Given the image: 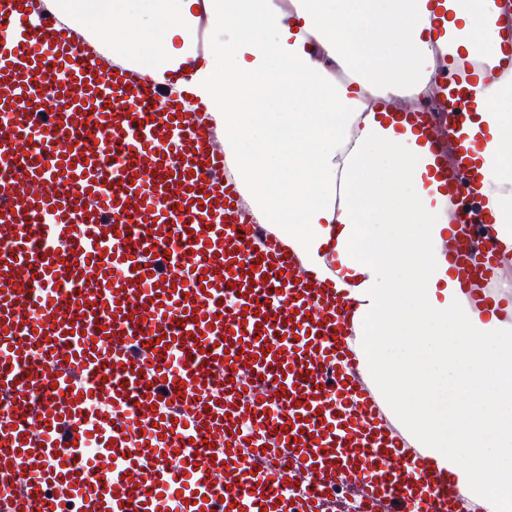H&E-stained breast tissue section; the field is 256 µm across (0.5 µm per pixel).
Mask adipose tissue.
<instances>
[{
  "instance_id": "adipose-tissue-1",
  "label": "adipose tissue",
  "mask_w": 512,
  "mask_h": 512,
  "mask_svg": "<svg viewBox=\"0 0 512 512\" xmlns=\"http://www.w3.org/2000/svg\"><path fill=\"white\" fill-rule=\"evenodd\" d=\"M191 4L192 0H52L61 20L75 22L78 33L92 29L112 42V64H124L127 54L134 52L155 68L172 58L173 36L188 37L185 16ZM448 9V31L462 48L500 46L495 31L482 22L481 0H451ZM511 127L512 95L507 93L479 110L471 124L476 160L503 179L512 178V153L500 149L499 138Z\"/></svg>"
}]
</instances>
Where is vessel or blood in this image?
Here are the masks:
<instances>
[{
  "instance_id": "b4317fda",
  "label": "vessel or blood",
  "mask_w": 512,
  "mask_h": 512,
  "mask_svg": "<svg viewBox=\"0 0 512 512\" xmlns=\"http://www.w3.org/2000/svg\"><path fill=\"white\" fill-rule=\"evenodd\" d=\"M433 2L421 23L449 109H392L407 89L361 98L309 252L260 223L215 148L191 86L203 47L117 67L48 0H0V512H328L340 488L362 512H467L460 467L366 371L369 274L350 271L339 222L368 132H416L454 297L512 327V235L489 219L512 182L469 142L512 56L460 51ZM483 14L512 40V0Z\"/></svg>"
}]
</instances>
